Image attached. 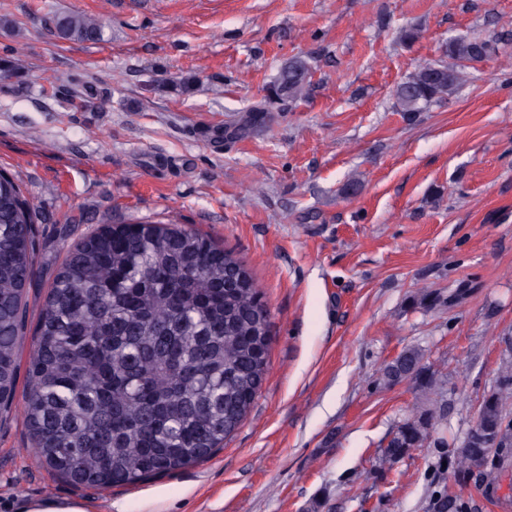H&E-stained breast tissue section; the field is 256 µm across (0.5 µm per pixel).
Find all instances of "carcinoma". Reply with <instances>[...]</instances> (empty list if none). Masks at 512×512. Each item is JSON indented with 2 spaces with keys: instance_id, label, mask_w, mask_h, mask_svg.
Segmentation results:
<instances>
[{
  "instance_id": "1",
  "label": "carcinoma",
  "mask_w": 512,
  "mask_h": 512,
  "mask_svg": "<svg viewBox=\"0 0 512 512\" xmlns=\"http://www.w3.org/2000/svg\"><path fill=\"white\" fill-rule=\"evenodd\" d=\"M67 40L96 41L102 21L86 13L53 20ZM486 42L448 41L450 63H427L396 90L403 112H423L448 99L463 79V62L485 56ZM311 70L288 63L268 102L304 98ZM36 208L15 179L0 172V408L17 380L25 334L24 301L32 274L31 224ZM121 231L78 241L46 298L28 370L26 421L40 460L61 478L90 487L134 484L209 457L246 419L269 361V313L242 260L194 230L112 216ZM504 387L482 405L475 429L453 444L458 480L479 470L496 490L493 459L512 462V447L488 442L512 434V364ZM410 383L421 419L404 418L381 450L391 470L416 448L445 445L433 436L448 376L411 346L381 370L379 385ZM435 512H467V502L440 496Z\"/></svg>"
}]
</instances>
